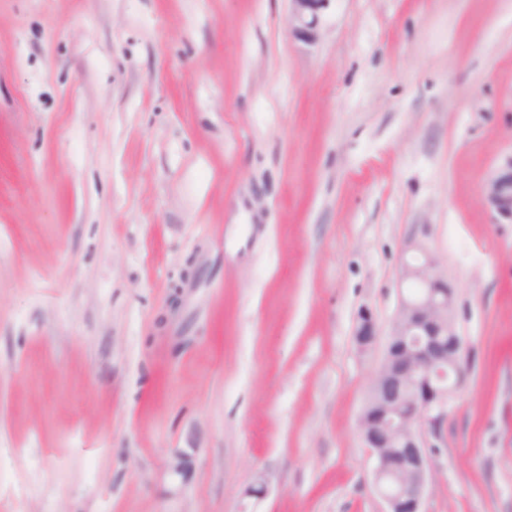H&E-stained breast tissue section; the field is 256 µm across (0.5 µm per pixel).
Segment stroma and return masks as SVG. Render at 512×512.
<instances>
[{"label":"stroma","instance_id":"obj_1","mask_svg":"<svg viewBox=\"0 0 512 512\" xmlns=\"http://www.w3.org/2000/svg\"><path fill=\"white\" fill-rule=\"evenodd\" d=\"M289 10L0 0V512H383L412 240L467 343L424 510L512 512V0ZM288 15L290 36L304 44H314L319 38L324 17L334 0H289ZM485 203L496 224H512V153L503 157L492 174ZM355 341L362 350L371 348L380 336L373 310L364 305L359 308L356 318Z\"/></svg>","mask_w":512,"mask_h":512}]
</instances>
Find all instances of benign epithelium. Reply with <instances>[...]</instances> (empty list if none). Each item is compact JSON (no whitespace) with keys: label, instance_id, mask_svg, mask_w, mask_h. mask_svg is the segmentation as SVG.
I'll return each mask as SVG.
<instances>
[{"label":"benign epithelium","instance_id":"7a95c632","mask_svg":"<svg viewBox=\"0 0 512 512\" xmlns=\"http://www.w3.org/2000/svg\"><path fill=\"white\" fill-rule=\"evenodd\" d=\"M290 36L304 44L319 38L324 17L334 0H289ZM485 203L495 224H512V153L492 174ZM407 249L413 260L404 278L420 289L400 302L386 351L375 374L371 395L359 426L373 459V479L385 504L383 512H424L432 479L429 455L448 416V401L463 378L466 343L452 318L454 292L438 272V263L417 242ZM355 341L362 350L379 338L373 310L364 305L356 318Z\"/></svg>","mask_w":512,"mask_h":512}]
</instances>
